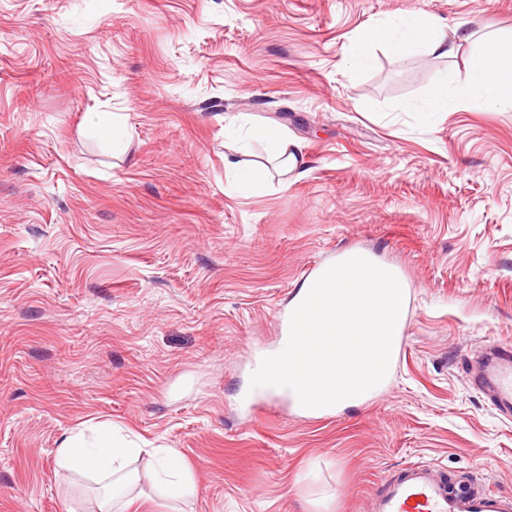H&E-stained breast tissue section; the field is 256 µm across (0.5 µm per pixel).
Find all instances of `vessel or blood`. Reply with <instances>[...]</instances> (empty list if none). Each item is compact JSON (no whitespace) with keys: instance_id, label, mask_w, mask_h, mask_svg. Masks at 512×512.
Instances as JSON below:
<instances>
[{"instance_id":"1","label":"vessel or blood","mask_w":512,"mask_h":512,"mask_svg":"<svg viewBox=\"0 0 512 512\" xmlns=\"http://www.w3.org/2000/svg\"><path fill=\"white\" fill-rule=\"evenodd\" d=\"M474 386L503 418L512 417V342L493 341ZM370 512H512V497L484 493L473 482H451L425 465L388 478L369 499Z\"/></svg>"}]
</instances>
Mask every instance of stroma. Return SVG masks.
I'll return each instance as SVG.
<instances>
[{"label": "stroma", "instance_id": "1", "mask_svg": "<svg viewBox=\"0 0 512 512\" xmlns=\"http://www.w3.org/2000/svg\"><path fill=\"white\" fill-rule=\"evenodd\" d=\"M413 13L512 34V0H0V512H84L55 450L91 419L178 452L184 512H367L412 463L512 495V419L465 372L512 341V111H421L462 52L350 72ZM243 123L305 173L230 188ZM350 248L408 286L386 386L247 407L307 268ZM248 139L266 143L274 154L275 159L280 160L279 167L281 169V175H288V172L297 170L299 167L306 164L301 147L294 145V149L289 151L288 139L282 131L277 128L249 127L244 136V140Z\"/></svg>", "mask_w": 512, "mask_h": 512}]
</instances>
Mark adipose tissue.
<instances>
[{
	"label": "adipose tissue",
	"mask_w": 512,
	"mask_h": 512,
	"mask_svg": "<svg viewBox=\"0 0 512 512\" xmlns=\"http://www.w3.org/2000/svg\"><path fill=\"white\" fill-rule=\"evenodd\" d=\"M371 42L382 45L399 60L407 59L416 47L438 56L467 50V81L452 88L444 84L435 88L423 106L424 111L445 112L461 107L512 109L511 36L491 30L477 42L469 31L456 28L448 33L431 20L412 14L399 22H382L371 28L354 52L355 71L368 67L367 45ZM246 136L266 143L282 172L303 166L301 147H289L281 130L251 127ZM145 455L152 459L153 487L160 499L172 504L194 495V478L175 451L143 449L140 443L123 436L108 423L91 424L65 437L56 450L57 471L59 477H77L99 485L97 512H123L124 498L136 479L134 465Z\"/></svg>",
	"instance_id": "adipose-tissue-1"
}]
</instances>
